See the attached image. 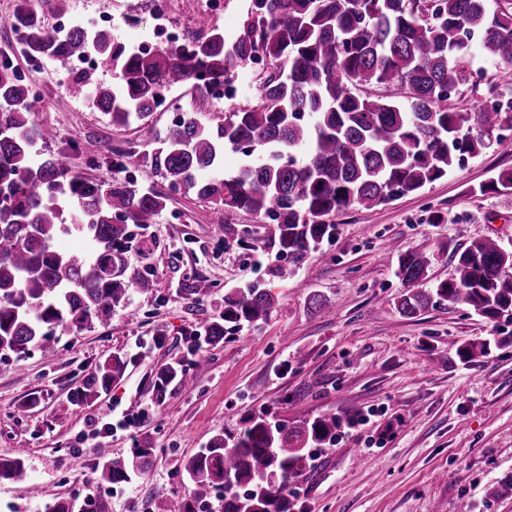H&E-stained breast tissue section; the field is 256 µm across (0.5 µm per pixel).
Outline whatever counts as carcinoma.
<instances>
[{
  "label": "carcinoma",
  "mask_w": 512,
  "mask_h": 512,
  "mask_svg": "<svg viewBox=\"0 0 512 512\" xmlns=\"http://www.w3.org/2000/svg\"><path fill=\"white\" fill-rule=\"evenodd\" d=\"M22 33L21 51L34 61L94 55L113 72L110 84L92 86L95 107L112 123L147 118L162 93L195 86L200 79L229 81L233 71L263 52L270 72L259 102L230 113L224 123L204 125L191 118L159 138L152 170L169 185L224 211L259 213L274 224L276 263L268 275L285 280L293 266L330 236L331 217L349 207L372 209L416 193L448 174L465 154L502 144L474 137L512 127V93L495 92L475 110L478 120L448 106L451 93L468 80L473 42L498 65L512 66V14L492 11L488 0H255L238 35H206L152 54L140 52L110 30L75 27L66 39L27 22L21 9L11 23ZM379 85L387 95L362 96L357 88ZM35 98L21 76L0 64V352L22 358L36 350L53 360L57 332L81 330L106 320L145 278L126 276L129 225L154 223L163 197L129 180L104 186L72 176L61 159L35 150L48 128L32 119ZM241 155L237 172L224 176V152ZM72 200L71 223L63 215ZM81 234L92 254H63L53 247L60 234ZM455 276L434 291L420 288L430 259L411 251L398 259L397 276L407 289L399 313L416 318L433 302L469 307L497 323L512 322V248L487 239L456 252ZM274 300L265 288L246 285L224 294V311L204 328L207 341H224L225 326L264 320ZM491 341L467 342L460 358L483 356ZM125 362L109 358L73 392L87 403L123 376ZM163 383L187 382L181 368L162 366ZM334 413L288 426L251 416L235 434L214 437L183 466L189 498L173 504L196 512L224 490L223 512H293L288 481L307 464L310 445L336 441L344 424ZM154 449L138 446L132 457L99 449L101 478L126 482L145 471ZM0 479L21 484L35 498L41 490L27 479L23 453L0 458Z\"/></svg>",
  "instance_id": "cac0c4a2"
}]
</instances>
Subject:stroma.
Wrapping results in <instances>:
<instances>
[{
  "label": "stroma",
  "instance_id": "obj_1",
  "mask_svg": "<svg viewBox=\"0 0 512 512\" xmlns=\"http://www.w3.org/2000/svg\"><path fill=\"white\" fill-rule=\"evenodd\" d=\"M29 2L0 0V61L36 94L37 122L56 132L39 152L102 184L133 180L165 197L166 206L154 224L136 230L126 254L148 293L131 291L106 322L60 333L56 360L35 350L21 359L0 355V456L26 449L27 471L42 488L31 499L19 485L0 483V512H46L61 499L74 512H167L190 492L184 460L213 437L238 431L254 415L288 424L328 412H356L362 421L336 443L312 449L309 467L292 479L305 512H459L465 501L472 512H512V496L490 494L512 474V323L450 303L408 319L395 306L405 289L395 274L399 256L420 251L430 258L423 283L430 289L454 276V252L472 241L494 236L512 245V188L482 189L512 169V146L466 157L419 192L339 212L334 235L294 276L273 282L269 220L172 192L152 171L153 138L171 127L172 113L159 109L136 124H113L91 106L67 64L23 54L11 20ZM69 11L83 24L112 14L115 33L134 45H162L164 27L201 31L196 0H69ZM468 69L469 82L450 100L456 111L479 105L490 87L512 89V67L495 66L481 49ZM261 81L249 66L236 69L235 95L205 113L204 123H223L255 105ZM120 153L126 159L118 168ZM198 278L211 284L209 299L190 294ZM256 282L274 295L266 320L229 327L223 343L192 355L197 327L223 310L225 292ZM312 293L322 295L323 311L309 307ZM494 338L499 345L485 356L459 359L460 344ZM116 355L127 362L122 378L74 406L72 392ZM173 361L191 386H157V371ZM107 410L116 419L138 417L135 434L95 437L92 424ZM145 442L154 450L146 473L127 483L101 480L99 448L127 457ZM87 484L97 489L89 505Z\"/></svg>",
  "mask_w": 512,
  "mask_h": 512
}]
</instances>
